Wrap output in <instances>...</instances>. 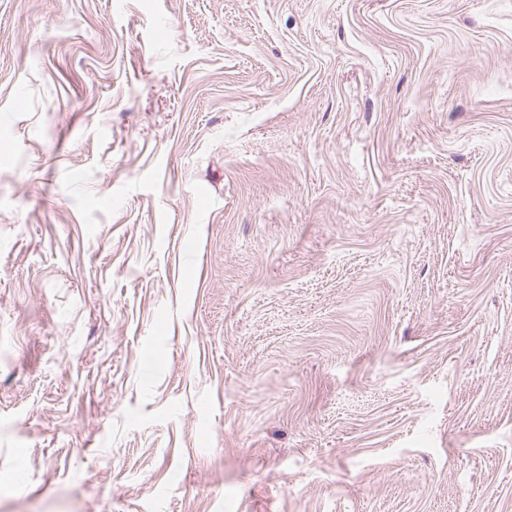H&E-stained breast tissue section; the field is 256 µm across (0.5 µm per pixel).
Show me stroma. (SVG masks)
Instances as JSON below:
<instances>
[{"instance_id":"obj_1","label":"stroma","mask_w":512,"mask_h":512,"mask_svg":"<svg viewBox=\"0 0 512 512\" xmlns=\"http://www.w3.org/2000/svg\"><path fill=\"white\" fill-rule=\"evenodd\" d=\"M0 512H512V0H0Z\"/></svg>"}]
</instances>
